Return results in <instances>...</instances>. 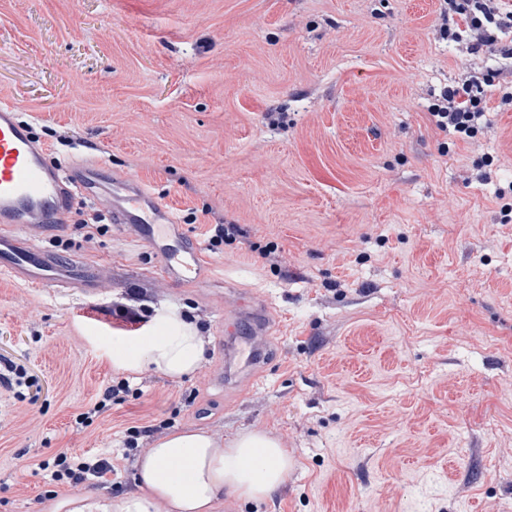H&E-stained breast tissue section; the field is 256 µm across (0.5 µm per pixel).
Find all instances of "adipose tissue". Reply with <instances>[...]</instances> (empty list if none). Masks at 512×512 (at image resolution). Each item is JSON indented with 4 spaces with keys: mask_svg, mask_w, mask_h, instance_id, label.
Segmentation results:
<instances>
[{
    "mask_svg": "<svg viewBox=\"0 0 512 512\" xmlns=\"http://www.w3.org/2000/svg\"><path fill=\"white\" fill-rule=\"evenodd\" d=\"M205 341L173 309L158 311L147 332L130 343L112 346V362L121 370L153 368L172 378L194 373L201 365ZM286 449L261 433L237 435L219 446L208 434L173 433L141 458L137 480L141 493L112 497L63 495L46 512H213L224 495L260 500L288 476Z\"/></svg>",
    "mask_w": 512,
    "mask_h": 512,
    "instance_id": "adipose-tissue-1",
    "label": "adipose tissue"
}]
</instances>
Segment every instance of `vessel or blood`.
<instances>
[{
    "mask_svg": "<svg viewBox=\"0 0 512 512\" xmlns=\"http://www.w3.org/2000/svg\"><path fill=\"white\" fill-rule=\"evenodd\" d=\"M101 177L96 165L53 164L32 124L13 103L0 102V272L36 288L96 296L99 289L92 268L38 247L30 238L34 230L63 223L71 204L82 197L105 204L118 226L134 227L145 246L156 252L157 270L168 282L182 285L208 279L211 267L206 256L152 187L116 175L107 194L100 186ZM265 312L262 303L248 310L233 306L232 317L250 321L252 331L245 343L227 340V361L260 363L267 347Z\"/></svg>",
    "mask_w": 512,
    "mask_h": 512,
    "instance_id": "vessel-or-blood-1",
    "label": "vessel or blood"
}]
</instances>
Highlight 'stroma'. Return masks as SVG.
Listing matches in <instances>:
<instances>
[{
	"label": "stroma",
	"mask_w": 512,
	"mask_h": 512,
	"mask_svg": "<svg viewBox=\"0 0 512 512\" xmlns=\"http://www.w3.org/2000/svg\"><path fill=\"white\" fill-rule=\"evenodd\" d=\"M441 0H0V101L58 163L103 162L159 192L187 236L239 225L204 284H168L136 234L71 242L104 297L0 273V356L37 401L0 387V512H44L39 460L119 450L171 422L219 444L259 432L292 466L268 497L214 512H512V62L491 126L464 141L428 108L468 56L440 33ZM71 133L76 146L60 145ZM490 181H480L483 172ZM504 199H497V191ZM271 243L280 267L249 250ZM147 293L137 321L115 303ZM268 303L270 351L239 400L224 365L225 297ZM179 309L206 341L193 374L123 373L111 343ZM128 397L76 416L113 379ZM36 380L29 373L28 368L11 358L0 357V385L13 388L26 387L27 389L36 387ZM170 428V422L160 421L156 424H150L146 426H132L126 429L124 448H122V459L131 462L137 455L139 448H143L144 443L154 438L158 433H162L163 430Z\"/></svg>",
	"instance_id": "stroma-1"
}]
</instances>
